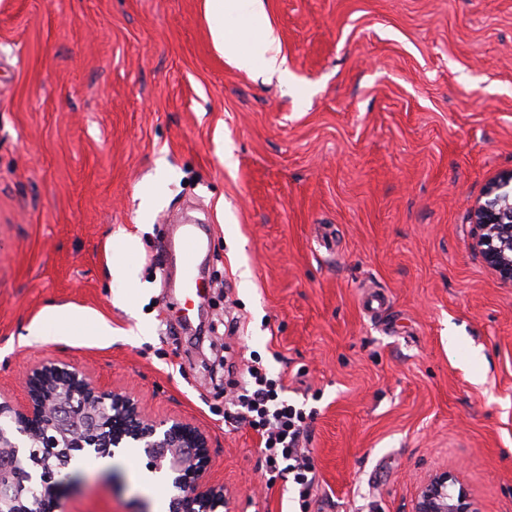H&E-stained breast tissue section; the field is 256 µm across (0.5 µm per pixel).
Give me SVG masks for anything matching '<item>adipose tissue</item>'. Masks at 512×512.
Instances as JSON below:
<instances>
[{
    "label": "adipose tissue",
    "mask_w": 512,
    "mask_h": 512,
    "mask_svg": "<svg viewBox=\"0 0 512 512\" xmlns=\"http://www.w3.org/2000/svg\"><path fill=\"white\" fill-rule=\"evenodd\" d=\"M215 49L238 70L288 84V60L267 17L263 0H205Z\"/></svg>",
    "instance_id": "1"
}]
</instances>
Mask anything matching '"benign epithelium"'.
Listing matches in <instances>:
<instances>
[{"mask_svg": "<svg viewBox=\"0 0 512 512\" xmlns=\"http://www.w3.org/2000/svg\"><path fill=\"white\" fill-rule=\"evenodd\" d=\"M470 247L505 283L512 284V170L493 176L484 200L470 212ZM27 402L17 405L0 392V512H45L60 501L68 478L52 481L72 448L99 454L135 444L145 449L149 469L175 474L179 493L171 512H218L224 486L206 479L212 438L197 424L158 418L141 400L119 388L103 389L81 367L59 361L34 366L26 377ZM43 448H61L51 456ZM41 486V497L29 489ZM411 512H479L467 487L448 470L420 488Z\"/></svg>", "mask_w": 512, "mask_h": 512, "instance_id": "1", "label": "benign epithelium"}]
</instances>
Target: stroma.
<instances>
[{
  "label": "stroma",
  "mask_w": 512,
  "mask_h": 512,
  "mask_svg": "<svg viewBox=\"0 0 512 512\" xmlns=\"http://www.w3.org/2000/svg\"><path fill=\"white\" fill-rule=\"evenodd\" d=\"M263 2L288 86L215 50L204 0H0V390L24 401L27 368L77 363L205 429L226 512H295L205 370L254 352L315 413L310 512H411L441 469L512 512V285L469 246L512 170V0ZM182 209L212 284L200 345L166 332L184 294L156 275ZM121 228L142 243L130 288ZM39 323L50 340L22 344ZM111 460L74 452L61 512H170L143 449ZM109 248L112 250L110 274L131 282V269L129 257L139 249V240L136 235L119 229L110 237Z\"/></svg>",
  "instance_id": "obj_1"
}]
</instances>
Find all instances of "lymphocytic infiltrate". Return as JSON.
I'll return each mask as SVG.
<instances>
[{
	"mask_svg": "<svg viewBox=\"0 0 512 512\" xmlns=\"http://www.w3.org/2000/svg\"><path fill=\"white\" fill-rule=\"evenodd\" d=\"M224 370L236 376L225 396V423L245 424L260 434L268 484H291L299 512H309L318 475L307 447L308 413L288 402L283 376L272 375L261 357L241 368L225 359Z\"/></svg>",
	"mask_w": 512,
	"mask_h": 512,
	"instance_id": "obj_1",
	"label": "lymphocytic infiltrate"
}]
</instances>
